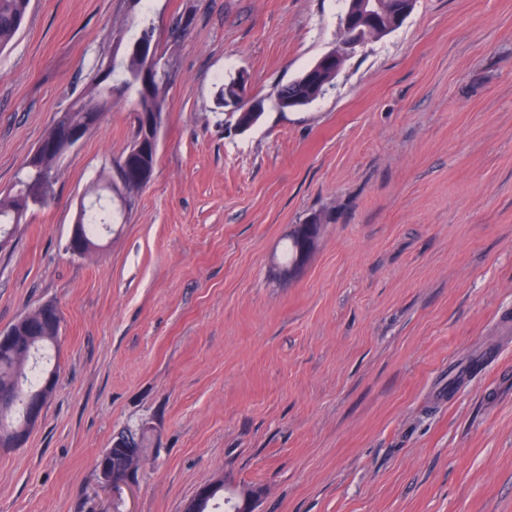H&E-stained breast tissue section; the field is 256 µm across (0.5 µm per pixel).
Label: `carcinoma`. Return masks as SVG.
I'll list each match as a JSON object with an SVG mask.
<instances>
[{
	"label": "carcinoma",
	"mask_w": 512,
	"mask_h": 512,
	"mask_svg": "<svg viewBox=\"0 0 512 512\" xmlns=\"http://www.w3.org/2000/svg\"><path fill=\"white\" fill-rule=\"evenodd\" d=\"M347 9L355 15L353 25L340 33L341 43H352L359 47L368 40L396 30L411 13L413 0H372L376 4L375 14L366 16L360 9L363 0H347ZM30 0H0V51L6 48L23 28ZM156 27L150 18L142 19L134 39L144 46V52L125 53L121 65L109 64L107 77L116 74L126 88L134 90L135 115L155 114L162 116L165 111V86L150 78L157 66ZM336 79V57L322 56L300 76L277 91V106L282 111L307 106L322 95V90ZM249 97L244 77L229 78L219 87L216 105L228 108L236 119L237 126H246L252 121L254 107L248 106ZM112 108V92L98 84L85 96L79 98L70 108L61 113L46 131L41 142H51L61 126L92 128ZM142 130L135 126L130 148L142 144L140 153L132 166L119 168L117 176L127 183L141 178L143 182L129 187V191H141L151 180L157 159V148L152 141L140 142ZM59 158L46 157L41 160L40 171L49 178L50 190H55ZM112 167L103 166L87 193L95 198L98 205L84 212L81 218V238L86 250L100 248L99 235L108 224H121L126 214L123 208L114 206L111 195L114 176ZM29 216L15 192H0V231L12 224H23ZM303 247L300 228H295L288 238V247L283 255L281 268L293 266ZM57 308L44 303L22 315L14 324L15 338L0 342V395H10L12 401L0 405V449L21 448V438L29 435L32 424L26 417L19 401L38 393L47 398L53 389L41 390L44 374L48 372L46 362L55 347L61 331V318L56 316Z\"/></svg>",
	"instance_id": "obj_1"
}]
</instances>
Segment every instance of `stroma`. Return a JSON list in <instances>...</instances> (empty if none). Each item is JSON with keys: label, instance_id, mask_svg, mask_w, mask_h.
<instances>
[{"label": "stroma", "instance_id": "35a3bbf8", "mask_svg": "<svg viewBox=\"0 0 512 512\" xmlns=\"http://www.w3.org/2000/svg\"><path fill=\"white\" fill-rule=\"evenodd\" d=\"M344 0H31L0 52V190L122 60L141 16L169 73L150 183L103 252L66 245L131 143L132 97L0 250V330L62 315L57 385L0 450V512H184L224 479L254 512H512V0H416L321 97L277 88L335 48ZM245 74L264 114L217 109ZM329 222L302 274L289 234ZM149 424L121 502L98 457Z\"/></svg>", "mask_w": 512, "mask_h": 512}]
</instances>
